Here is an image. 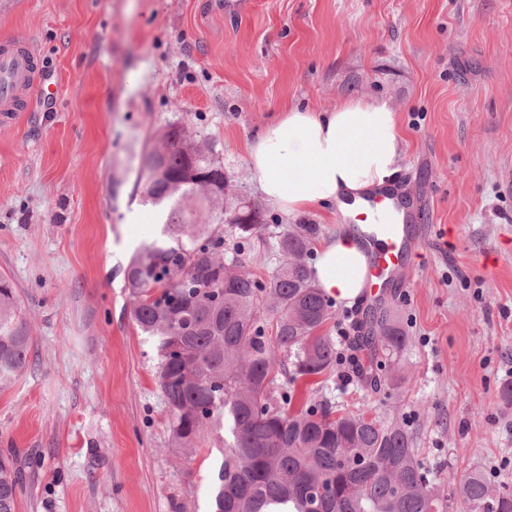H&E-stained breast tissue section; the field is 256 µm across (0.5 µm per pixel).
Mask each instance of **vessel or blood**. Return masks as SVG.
<instances>
[{
	"mask_svg": "<svg viewBox=\"0 0 512 512\" xmlns=\"http://www.w3.org/2000/svg\"><path fill=\"white\" fill-rule=\"evenodd\" d=\"M37 83L34 50L24 40L0 43V125H10ZM417 202L396 186L363 195L351 223L367 245V302L386 303L388 288L404 279L409 256L419 247Z\"/></svg>",
	"mask_w": 512,
	"mask_h": 512,
	"instance_id": "obj_1",
	"label": "vessel or blood"
}]
</instances>
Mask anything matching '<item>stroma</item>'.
<instances>
[{
  "label": "stroma",
  "instance_id": "stroma-1",
  "mask_svg": "<svg viewBox=\"0 0 512 512\" xmlns=\"http://www.w3.org/2000/svg\"><path fill=\"white\" fill-rule=\"evenodd\" d=\"M39 51L46 87L0 127V275L32 337L29 366L0 389V456L25 491L17 512H208L222 451L184 459L136 327L124 270L158 234L142 157L178 125L212 145L237 192L260 200L246 144L283 108L387 101L405 139L397 167L421 204L424 245L388 304L409 336L393 385L340 355L288 385L295 404L404 426L451 494L482 470L512 486V0H0V41ZM248 270L268 280L276 232L337 225L265 205Z\"/></svg>",
  "mask_w": 512,
  "mask_h": 512
}]
</instances>
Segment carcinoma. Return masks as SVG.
Segmentation results:
<instances>
[{"label": "carcinoma", "instance_id": "obj_1", "mask_svg": "<svg viewBox=\"0 0 512 512\" xmlns=\"http://www.w3.org/2000/svg\"><path fill=\"white\" fill-rule=\"evenodd\" d=\"M142 166L147 203L162 209L160 235L125 269L133 320L152 340L156 381L167 405L174 447L190 455L206 438L224 440L210 496L212 512H450L406 429L337 412L320 403L288 410L278 382L322 376L336 347L320 333L332 303L316 287L307 256L314 224L278 232L282 261L263 283L246 270V245L268 228L258 203L244 221L225 224L236 190L211 147L178 128L162 133ZM232 247L224 248V236ZM16 297L0 277V388L28 365L31 338L16 317ZM273 318L266 334L261 315ZM379 332L357 337L370 358L390 360L409 336L387 315ZM284 352L292 366L277 365ZM469 512H512V494L495 491L478 468L456 480ZM23 491L13 459L0 457V512H16Z\"/></svg>", "mask_w": 512, "mask_h": 512}]
</instances>
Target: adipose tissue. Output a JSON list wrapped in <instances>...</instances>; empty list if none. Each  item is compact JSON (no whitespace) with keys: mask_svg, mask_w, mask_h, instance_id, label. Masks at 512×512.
I'll list each match as a JSON object with an SVG mask.
<instances>
[{"mask_svg":"<svg viewBox=\"0 0 512 512\" xmlns=\"http://www.w3.org/2000/svg\"><path fill=\"white\" fill-rule=\"evenodd\" d=\"M403 141L398 112L379 100L348 99L322 111L288 106L247 145L259 193L294 218L326 209L340 229L315 249L318 288L336 303L363 300L364 245L344 223L364 193L395 180Z\"/></svg>","mask_w":512,"mask_h":512,"instance_id":"adipose-tissue-1","label":"adipose tissue"}]
</instances>
